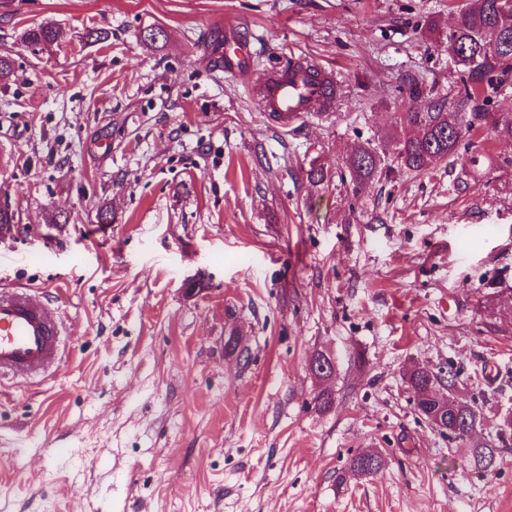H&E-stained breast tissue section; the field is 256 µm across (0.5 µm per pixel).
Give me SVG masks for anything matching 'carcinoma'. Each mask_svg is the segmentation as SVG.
<instances>
[{
    "label": "carcinoma",
    "instance_id": "cac0c4a2",
    "mask_svg": "<svg viewBox=\"0 0 512 512\" xmlns=\"http://www.w3.org/2000/svg\"><path fill=\"white\" fill-rule=\"evenodd\" d=\"M503 0H476L474 7L462 12L448 31V54L463 72L467 97L472 98L490 89L499 90L512 72V11L502 10ZM22 42L32 50H44L58 41V30L50 23H40L25 29ZM481 125L498 139L512 141V113L449 111L444 104L432 102L425 110L408 109L393 114V121L383 138L394 146L391 156L379 152L375 143L359 145L344 159L354 191L378 179L387 171L399 169L423 175L438 159L459 155L468 148L467 136L475 125ZM429 376L427 372L412 373L408 380L415 407L420 415L436 408L441 419L448 420V437L464 442L471 435L480 416L469 405L452 404L437 408L436 401L419 389L418 381ZM512 423L506 422L496 432V439L481 444L476 458L484 467L494 465L498 446ZM383 458L371 454L370 461L359 454L349 463L348 473L363 477L376 473Z\"/></svg>",
    "mask_w": 512,
    "mask_h": 512
}]
</instances>
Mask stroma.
<instances>
[{"label": "stroma", "mask_w": 512, "mask_h": 512, "mask_svg": "<svg viewBox=\"0 0 512 512\" xmlns=\"http://www.w3.org/2000/svg\"><path fill=\"white\" fill-rule=\"evenodd\" d=\"M472 5L0 0V289L55 306L65 344L48 379L0 381V512H512V430L495 467L473 459L512 417V141L474 129L358 195L343 164L412 106L512 112V80L461 94L447 36ZM228 19L254 68L198 47ZM46 21L60 43L32 51L21 34ZM291 54L336 102L285 130L255 88ZM415 366L458 374L484 417L467 442L420 417ZM369 452L382 468L348 476Z\"/></svg>", "instance_id": "stroma-1"}]
</instances>
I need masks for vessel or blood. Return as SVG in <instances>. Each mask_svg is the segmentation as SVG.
<instances>
[{
  "label": "vessel or blood",
  "instance_id": "obj_1",
  "mask_svg": "<svg viewBox=\"0 0 512 512\" xmlns=\"http://www.w3.org/2000/svg\"><path fill=\"white\" fill-rule=\"evenodd\" d=\"M225 71L250 68L253 53L247 38L232 23L224 25ZM261 110L275 122L290 125L324 111L334 94L326 71L302 58L267 71L259 80ZM63 341L58 311L31 300L26 289L0 290V377H47L62 361Z\"/></svg>",
  "mask_w": 512,
  "mask_h": 512
}]
</instances>
